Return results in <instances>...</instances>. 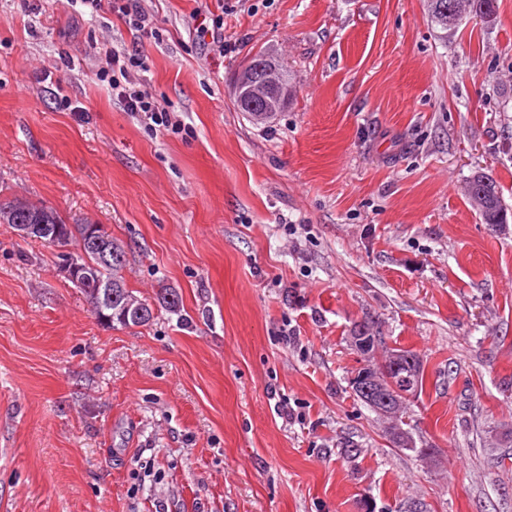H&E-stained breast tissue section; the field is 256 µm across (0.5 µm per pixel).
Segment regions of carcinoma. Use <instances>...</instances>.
Wrapping results in <instances>:
<instances>
[{
  "mask_svg": "<svg viewBox=\"0 0 512 512\" xmlns=\"http://www.w3.org/2000/svg\"><path fill=\"white\" fill-rule=\"evenodd\" d=\"M431 23L446 32L478 17L487 23L496 20L495 0H427ZM252 61L265 69H276L281 83L280 96L292 93V81L284 65L275 57L260 50L252 56ZM464 193L470 204L481 214L485 223L502 227L508 220L507 208L502 203L497 182L487 173L476 171L466 181ZM0 224H48L60 230L59 244L67 249V254L75 257L84 266L92 281L112 284V308L108 313L112 321L106 325L121 327L146 326L154 319L153 314L136 322L133 315L138 309H150L151 304L134 295L121 275L127 262L128 249L123 241L112 236L107 225H101L103 242L112 251V264L98 263L95 255L86 247V232L95 222L83 219L75 224L65 223L55 209L42 204H34L23 199L0 200ZM160 307L174 311L180 299L176 291L163 288L157 293Z\"/></svg>",
  "mask_w": 512,
  "mask_h": 512,
  "instance_id": "1",
  "label": "carcinoma"
}]
</instances>
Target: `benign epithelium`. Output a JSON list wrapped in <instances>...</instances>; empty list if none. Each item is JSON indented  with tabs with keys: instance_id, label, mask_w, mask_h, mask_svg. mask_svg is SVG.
I'll return each mask as SVG.
<instances>
[{
	"instance_id": "obj_1",
	"label": "benign epithelium",
	"mask_w": 512,
	"mask_h": 512,
	"mask_svg": "<svg viewBox=\"0 0 512 512\" xmlns=\"http://www.w3.org/2000/svg\"><path fill=\"white\" fill-rule=\"evenodd\" d=\"M272 86L265 83L255 88L236 86L235 93L244 111H256L255 97L262 94H271ZM64 274L73 283L83 288L86 284L87 274L82 271V265L74 258H69L63 264ZM354 336L351 343L359 351L370 354L371 347L378 343L380 337L369 323L361 321L353 327ZM419 366L418 358L414 356L395 355L390 359L389 367L385 370V376L379 377L372 372L356 373L351 379L353 388L361 399L374 409L381 418H396L401 415L403 407L414 397L415 391L410 383V374Z\"/></svg>"
}]
</instances>
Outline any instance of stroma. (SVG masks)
Returning <instances> with one entry per match:
<instances>
[{
	"instance_id": "stroma-1",
	"label": "stroma",
	"mask_w": 512,
	"mask_h": 512,
	"mask_svg": "<svg viewBox=\"0 0 512 512\" xmlns=\"http://www.w3.org/2000/svg\"><path fill=\"white\" fill-rule=\"evenodd\" d=\"M164 29L149 129L96 79L127 24L69 0H0V199L108 225L135 295L181 298L108 327L60 251L0 224V512H512V0L446 33L427 0H141ZM260 50L296 93L239 111ZM73 103L65 109L56 96ZM372 322L423 361L412 437L389 442L349 380ZM217 2V7L221 9L222 13L218 15L213 13L214 18H209L212 23V29H210L209 26L204 23V21H206V18H204L203 22L201 23V27L199 28L200 30L198 29V32L202 37L210 34V37H212V43L220 55L224 52V33L219 32L220 30L224 31V2L223 0H217ZM252 62H257L259 65H263V72L261 74L257 73L256 70L254 69H242V71L239 73L238 75V81L243 84V85H247V84H250L253 82V80L255 79V77H264L266 76V72H265V69H276L278 70V74H279V81L280 83L282 84L279 92H280V97H281V102L277 104L276 102V106H275V110L278 112L280 111L284 106H283V97L287 94V97H288V100L291 96V93H292V81H291V78L289 77V74H288V71L285 69L284 65L279 61L277 60L275 57L269 55L268 53H266L265 51H258L256 52L253 56H252V59H251ZM464 193L470 204L481 214L486 224L502 227L508 213L502 203L497 182L487 173L476 171L466 181ZM355 336H350L352 345L359 352L367 357L370 354L372 345H376L380 340V336H376L375 331L368 322L361 321L354 325L352 328ZM363 351L365 354H363Z\"/></svg>"
}]
</instances>
